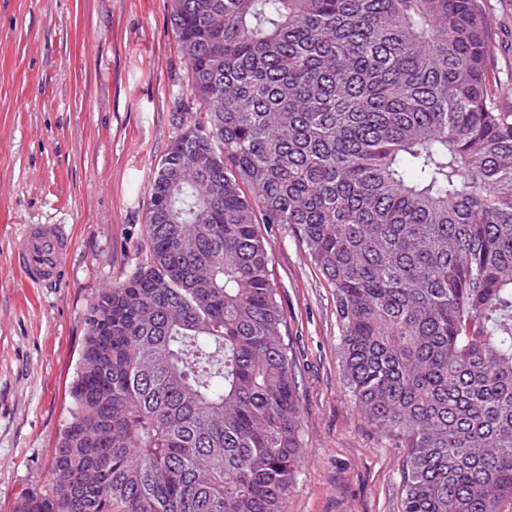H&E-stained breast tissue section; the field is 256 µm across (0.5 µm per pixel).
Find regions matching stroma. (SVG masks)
I'll use <instances>...</instances> for the list:
<instances>
[{
	"mask_svg": "<svg viewBox=\"0 0 512 512\" xmlns=\"http://www.w3.org/2000/svg\"><path fill=\"white\" fill-rule=\"evenodd\" d=\"M512 112V0H482ZM170 0H0V512L43 491L69 417L89 304L141 260L148 191L190 98ZM26 224L73 236L63 280L12 266ZM300 394L303 464L288 512H400L399 439L343 384L336 301L288 227L263 229Z\"/></svg>",
	"mask_w": 512,
	"mask_h": 512,
	"instance_id": "35a3bbf8",
	"label": "stroma"
}]
</instances>
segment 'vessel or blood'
Wrapping results in <instances>:
<instances>
[{
	"label": "vessel or blood",
	"mask_w": 512,
	"mask_h": 512,
	"mask_svg": "<svg viewBox=\"0 0 512 512\" xmlns=\"http://www.w3.org/2000/svg\"><path fill=\"white\" fill-rule=\"evenodd\" d=\"M72 239L62 224H29L16 241L13 262L23 277L39 288L57 287Z\"/></svg>",
	"instance_id": "vessel-or-blood-1"
}]
</instances>
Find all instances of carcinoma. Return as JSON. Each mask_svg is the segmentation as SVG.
Wrapping results in <instances>:
<instances>
[{
	"label": "carcinoma",
	"mask_w": 512,
	"mask_h": 512,
	"mask_svg": "<svg viewBox=\"0 0 512 512\" xmlns=\"http://www.w3.org/2000/svg\"><path fill=\"white\" fill-rule=\"evenodd\" d=\"M196 111L146 258L88 308L47 487L15 512H286L301 412L261 226L336 297L401 512L512 502V112L478 0H171Z\"/></svg>",
	"instance_id": "obj_1"
}]
</instances>
